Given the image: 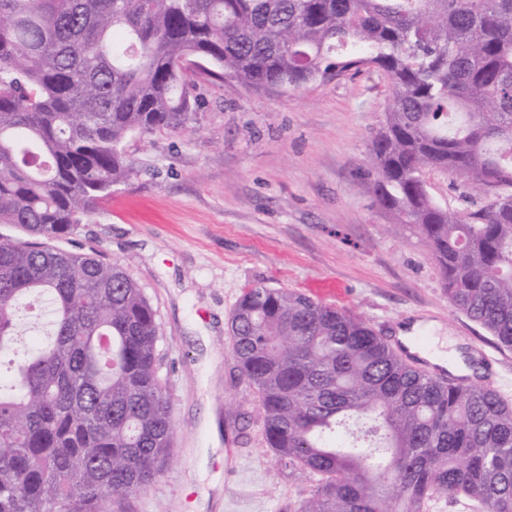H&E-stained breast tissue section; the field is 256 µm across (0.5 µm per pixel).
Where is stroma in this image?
<instances>
[{
    "mask_svg": "<svg viewBox=\"0 0 512 512\" xmlns=\"http://www.w3.org/2000/svg\"><path fill=\"white\" fill-rule=\"evenodd\" d=\"M196 83L191 128L129 139L134 176L60 243L125 268L160 323L174 444L127 512H294L314 490L308 472L275 464L235 368L228 321L254 285L302 294L329 279L347 290L341 309L392 345L420 322L425 344L483 347L498 363L492 386L512 401V351L449 306L426 241L375 203L367 155L387 77L366 70L287 92Z\"/></svg>",
    "mask_w": 512,
    "mask_h": 512,
    "instance_id": "obj_1",
    "label": "stroma"
}]
</instances>
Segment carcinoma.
Returning a JSON list of instances; mask_svg holds the SVG:
<instances>
[{
	"mask_svg": "<svg viewBox=\"0 0 512 512\" xmlns=\"http://www.w3.org/2000/svg\"><path fill=\"white\" fill-rule=\"evenodd\" d=\"M253 91L373 68L380 209L432 249L452 309L512 350V0H0V512H124L174 442L157 314L121 267L57 242L133 174L124 143L196 119L183 63ZM489 203L450 211L425 170ZM48 303L28 347L21 309ZM294 512H512V404L434 376L360 315L255 286L230 321Z\"/></svg>",
	"mask_w": 512,
	"mask_h": 512,
	"instance_id": "cac0c4a2",
	"label": "carcinoma"
}]
</instances>
